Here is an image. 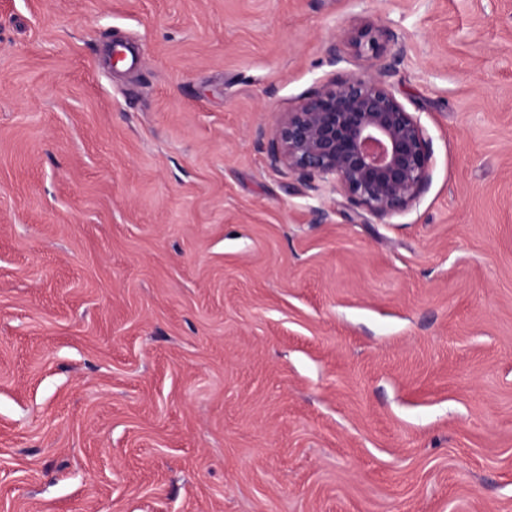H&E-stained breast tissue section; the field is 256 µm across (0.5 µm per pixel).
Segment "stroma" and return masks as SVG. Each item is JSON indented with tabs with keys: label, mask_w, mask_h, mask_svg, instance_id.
I'll use <instances>...</instances> for the list:
<instances>
[{
	"label": "stroma",
	"mask_w": 512,
	"mask_h": 512,
	"mask_svg": "<svg viewBox=\"0 0 512 512\" xmlns=\"http://www.w3.org/2000/svg\"><path fill=\"white\" fill-rule=\"evenodd\" d=\"M368 27L363 220L268 151ZM0 512H512V0H0Z\"/></svg>",
	"instance_id": "stroma-1"
}]
</instances>
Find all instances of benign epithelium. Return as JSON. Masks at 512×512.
Returning <instances> with one entry per match:
<instances>
[{"label":"benign epithelium","mask_w":512,"mask_h":512,"mask_svg":"<svg viewBox=\"0 0 512 512\" xmlns=\"http://www.w3.org/2000/svg\"><path fill=\"white\" fill-rule=\"evenodd\" d=\"M366 30L352 43L374 52ZM386 68L370 67L320 86L283 114L270 144L273 163L301 179L332 181L354 213L391 216L408 209L430 183V141L420 120L396 98Z\"/></svg>","instance_id":"benign-epithelium-1"}]
</instances>
